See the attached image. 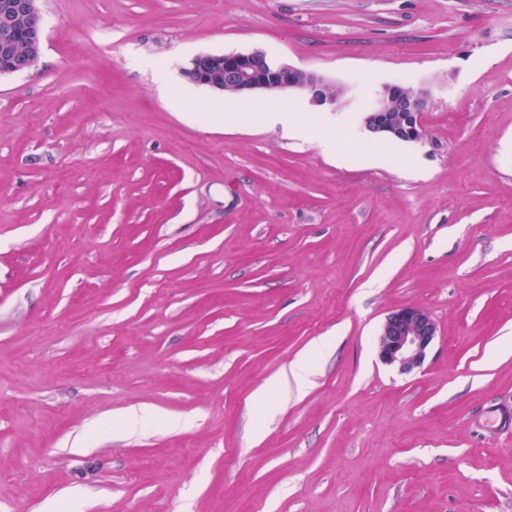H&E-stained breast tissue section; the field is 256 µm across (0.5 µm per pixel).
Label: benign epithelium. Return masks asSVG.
Wrapping results in <instances>:
<instances>
[{
  "mask_svg": "<svg viewBox=\"0 0 512 512\" xmlns=\"http://www.w3.org/2000/svg\"><path fill=\"white\" fill-rule=\"evenodd\" d=\"M38 0H5L0 5V22L12 23L15 15L31 22L29 36L21 49L15 50L4 40L0 50V77L29 70L37 61L42 45ZM194 85L222 94L231 90L238 96L254 92L293 90L319 107L337 110L340 103L330 92L325 79L288 65L271 62L261 51L250 53H203L195 56L183 70ZM428 92L401 84H388L375 92L364 129L373 137L418 141L424 135L422 112L427 108ZM438 336V326L431 314L416 305L401 306L385 319L377 337L380 361L394 366L402 374L421 368Z\"/></svg>",
  "mask_w": 512,
  "mask_h": 512,
  "instance_id": "7a95c632",
  "label": "benign epithelium"
}]
</instances>
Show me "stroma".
Masks as SVG:
<instances>
[{
	"instance_id": "obj_1",
	"label": "stroma",
	"mask_w": 512,
	"mask_h": 512,
	"mask_svg": "<svg viewBox=\"0 0 512 512\" xmlns=\"http://www.w3.org/2000/svg\"><path fill=\"white\" fill-rule=\"evenodd\" d=\"M38 6L0 78V512H512V0ZM255 50L349 86L253 95L347 162L182 75ZM386 84L422 140L365 133ZM404 305L438 326L410 375L376 353ZM37 2L38 0H5L1 5L0 22H3L5 26L10 25L17 14L28 18L32 26L21 50L13 49L12 43H9L4 29L0 26V45L2 37L5 36L4 47L0 51V77L29 70L40 55L42 31ZM250 112H226V120L235 123H257L266 126H280L290 138L304 139L317 142L323 151L338 159H342L337 141L317 124L318 118H313L307 124L299 121L297 112L290 108L250 107Z\"/></svg>"
}]
</instances>
